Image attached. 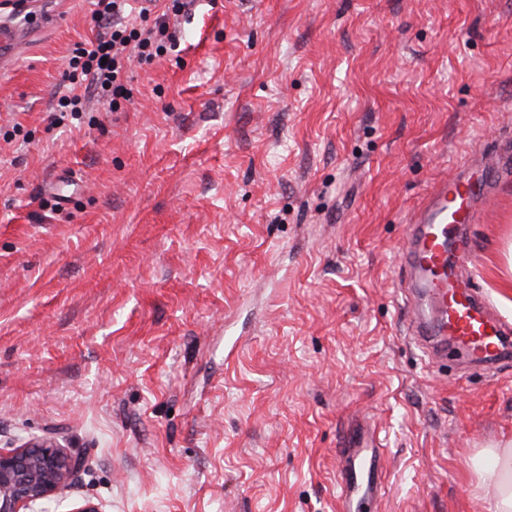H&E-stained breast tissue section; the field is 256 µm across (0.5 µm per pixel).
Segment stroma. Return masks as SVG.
I'll list each match as a JSON object with an SVG mask.
<instances>
[{
	"label": "stroma",
	"mask_w": 512,
	"mask_h": 512,
	"mask_svg": "<svg viewBox=\"0 0 512 512\" xmlns=\"http://www.w3.org/2000/svg\"><path fill=\"white\" fill-rule=\"evenodd\" d=\"M0 73V448L82 458L69 512H488L512 362L432 367L400 248L430 186L512 149V0H195L131 100L48 129L92 0ZM457 270L512 321V177ZM363 443L364 436L359 434L351 441V448L339 449L337 502L343 510L354 498H374L379 491L377 446Z\"/></svg>",
	"instance_id": "stroma-1"
}]
</instances>
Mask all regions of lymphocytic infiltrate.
I'll return each mask as SVG.
<instances>
[{"instance_id":"lymphocytic-infiltrate-1","label":"lymphocytic infiltrate","mask_w":512,"mask_h":512,"mask_svg":"<svg viewBox=\"0 0 512 512\" xmlns=\"http://www.w3.org/2000/svg\"><path fill=\"white\" fill-rule=\"evenodd\" d=\"M192 4L193 0H148L136 10L130 0H95L93 17L100 32L94 41L72 51L64 73L70 91L59 98L50 125L79 117L91 97L112 110L129 100V61L149 63L175 47L179 37L168 17Z\"/></svg>"}]
</instances>
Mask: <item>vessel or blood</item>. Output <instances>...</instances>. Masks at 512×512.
Masks as SVG:
<instances>
[{
    "instance_id": "b4317fda",
    "label": "vessel or blood",
    "mask_w": 512,
    "mask_h": 512,
    "mask_svg": "<svg viewBox=\"0 0 512 512\" xmlns=\"http://www.w3.org/2000/svg\"><path fill=\"white\" fill-rule=\"evenodd\" d=\"M34 23L0 26V69H7L28 49ZM501 167L463 165L459 175L434 183L425 203L410 218L411 233L401 254L403 266L412 278L416 294L414 307L420 315L413 320L414 335L424 351L456 342L474 361L500 357L508 330L491 316L485 298L469 287H460L455 268L474 261L472 245L465 230L478 223L479 204L495 189ZM380 480L375 448L356 436L351 447L338 453V495L341 512L351 500L375 497Z\"/></svg>"
}]
</instances>
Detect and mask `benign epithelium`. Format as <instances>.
Segmentation results:
<instances>
[{"mask_svg":"<svg viewBox=\"0 0 512 512\" xmlns=\"http://www.w3.org/2000/svg\"><path fill=\"white\" fill-rule=\"evenodd\" d=\"M79 466L78 456L48 438L0 448V512H28L65 488Z\"/></svg>","mask_w":512,"mask_h":512,"instance_id":"1","label":"benign epithelium"}]
</instances>
